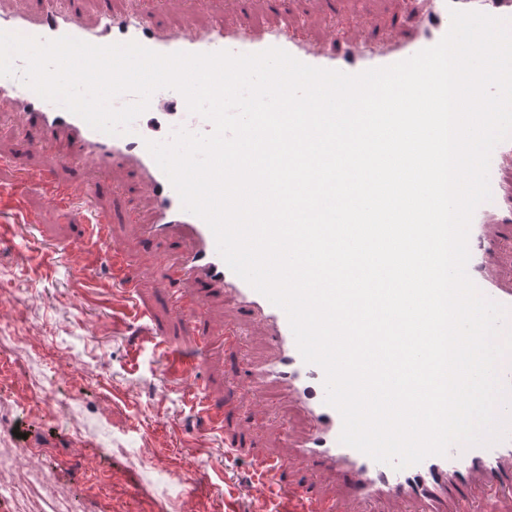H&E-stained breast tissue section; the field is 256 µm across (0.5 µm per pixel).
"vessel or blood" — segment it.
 Returning <instances> with one entry per match:
<instances>
[{
    "label": "vessel or blood",
    "mask_w": 512,
    "mask_h": 512,
    "mask_svg": "<svg viewBox=\"0 0 512 512\" xmlns=\"http://www.w3.org/2000/svg\"><path fill=\"white\" fill-rule=\"evenodd\" d=\"M454 8L512 18V0H410L394 22L395 33L369 30L356 40L340 39L331 33L324 42L316 43L288 24L272 29L229 27L216 20L199 26L188 19L181 32L172 33L162 29L154 15L135 9L115 13L102 8L97 22L90 25L82 20L73 0H43L34 12L21 7L0 11V30L40 39L70 35L97 45L134 41L162 54L220 50L245 54L279 47L308 65L357 74L394 64L437 44L450 27V11ZM15 69L14 76L0 77V103L10 104L18 113L16 132L29 135L31 146L37 151L60 140L66 142L68 150L62 155L65 163H86L104 173L115 167L126 169L150 196L149 235L159 240L184 241V248L167 263L172 286L165 289L164 296L172 314L190 321L196 329L193 353L183 352L167 339L156 338L151 316L139 310L143 274L129 268L121 249L113 245L111 215L92 206L94 187L79 188L60 182L50 167L33 177L19 176L17 184L1 186L0 208L18 215L20 222L1 224L0 241L13 239L19 233L33 235L36 220L26 213L20 191L21 185L32 180L44 189L50 204L63 215L83 216L91 226L90 235L67 246L45 247L47 262L69 261L81 254L87 258L80 268L85 279L110 272L119 285L113 309L134 310V319L141 322L144 335L156 339L155 351L166 379L192 396L212 432H223L225 411L208 403L197 379V363L218 350L236 345L241 332L230 329L221 337L211 336L205 321L206 303L200 295L188 293L187 285L202 284L225 295L241 316L261 324L268 332L273 353L250 364L247 382L237 400L256 402L263 398L267 388L279 386L287 391L290 403L307 421L304 434L289 437V456H261L252 461L257 482L280 493L281 512H335L334 502L317 496L310 486L287 481L288 471L297 464L315 474L335 475L338 491L357 501L370 503L387 498L415 502L420 504L421 512H440L452 477L480 484L495 496L512 494V484L501 480L504 464L512 463V434L488 447L455 445L446 456H431L401 470L341 444L342 420L325 402L322 369L303 361L284 311L233 273L218 254L208 225L183 210L178 194L145 146L147 135L141 122H134L131 133L122 136L95 130L79 116L43 100L29 88L21 77L23 61H16ZM508 159L512 160V139L500 142L492 152L489 169L492 197L473 215L467 271L487 297L512 310V283H500L493 268L483 264L498 244L495 224L505 204L502 170Z\"/></svg>",
    "instance_id": "1"
}]
</instances>
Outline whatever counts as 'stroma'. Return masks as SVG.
Segmentation results:
<instances>
[{"label": "stroma", "mask_w": 512, "mask_h": 512, "mask_svg": "<svg viewBox=\"0 0 512 512\" xmlns=\"http://www.w3.org/2000/svg\"><path fill=\"white\" fill-rule=\"evenodd\" d=\"M403 0H360L359 16L346 11L345 0H329L318 11L312 0H165L157 15L169 31H180L185 14L205 25L215 15L236 26H277L285 16L306 20L305 33L322 38L336 20L349 38L365 28L386 29ZM18 121L0 106V154L12 160L0 169V184L12 182L18 170L37 172L55 167L58 176L78 186L96 185V202L112 213V241L129 263L143 273L140 307L184 351H192L196 333L165 305V258L183 248L176 240L159 241L142 230L151 212L146 192L122 169L100 174L94 167L68 166L52 153L33 151L27 139L10 135ZM24 207L39 224L35 238L0 243V396L13 400L11 428L23 443L38 448L50 474L70 488L83 512H276L278 500L258 497L253 489V458L284 455V427L305 426L287 410L288 396L268 390L264 404L253 409L256 424L245 429L228 416L224 431L202 430L193 403L182 388L165 383L153 345L136 327L120 331L112 324L110 278L92 284L71 266L52 267L41 259L45 243L65 246L88 235L87 225L63 217L33 185L24 190ZM136 211L138 223L124 221ZM207 319L217 333L241 328L239 347L198 363L201 384L214 404L234 400L245 379L246 363L268 352L266 333L246 321L222 297L207 300ZM56 387L79 398L75 419L44 417L30 409L32 382ZM241 437V456L227 453L224 441ZM145 454L150 464L138 466ZM112 484L111 503L97 498L96 472Z\"/></svg>", "instance_id": "obj_1"}]
</instances>
